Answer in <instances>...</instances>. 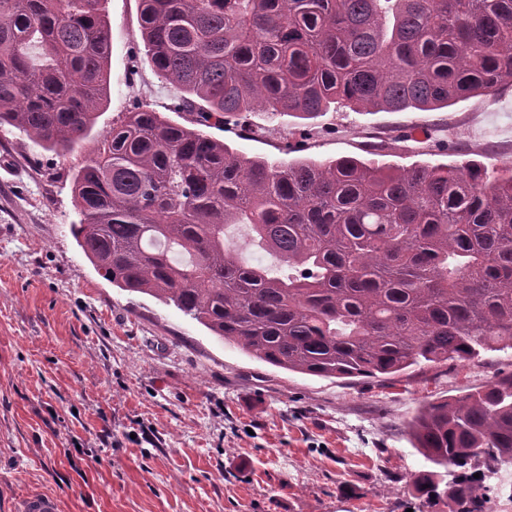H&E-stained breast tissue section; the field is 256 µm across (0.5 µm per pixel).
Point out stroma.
<instances>
[{
  "label": "stroma",
  "instance_id": "35a3bbf8",
  "mask_svg": "<svg viewBox=\"0 0 512 512\" xmlns=\"http://www.w3.org/2000/svg\"><path fill=\"white\" fill-rule=\"evenodd\" d=\"M139 0H109L110 99L59 156L0 127V512L30 492L61 512H456L435 497L408 424L433 402L512 373V351L394 378H322L270 365L174 306L105 280L78 246L72 175L138 102L178 91L150 65ZM426 132L399 141L402 128ZM209 135L245 156H353L408 167L512 164V90L436 111L332 108L296 125L249 113ZM435 139L456 148L441 152Z\"/></svg>",
  "mask_w": 512,
  "mask_h": 512
}]
</instances>
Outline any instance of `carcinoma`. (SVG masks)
I'll list each match as a JSON object with an SVG mask.
<instances>
[{
    "instance_id": "cac0c4a2",
    "label": "carcinoma",
    "mask_w": 512,
    "mask_h": 512,
    "mask_svg": "<svg viewBox=\"0 0 512 512\" xmlns=\"http://www.w3.org/2000/svg\"><path fill=\"white\" fill-rule=\"evenodd\" d=\"M108 0H0V126L56 153L93 129L111 84ZM149 63L180 90L146 103L72 176L78 246L112 284L174 305L223 341L311 376H394L512 350V166L400 168L249 158L201 128L261 110L311 119L433 111L512 87V0H140ZM281 262L226 246L227 228ZM458 469V512L512 465V373L410 423ZM480 474L471 482L467 473ZM228 233L229 241L233 248L237 250L239 256L247 259L249 262H251L253 259L260 258L265 266L269 267L272 272H276L278 268L277 260L266 253L253 252V248L249 246L248 231L244 226L240 225L234 228L231 227L228 230Z\"/></svg>"
}]
</instances>
